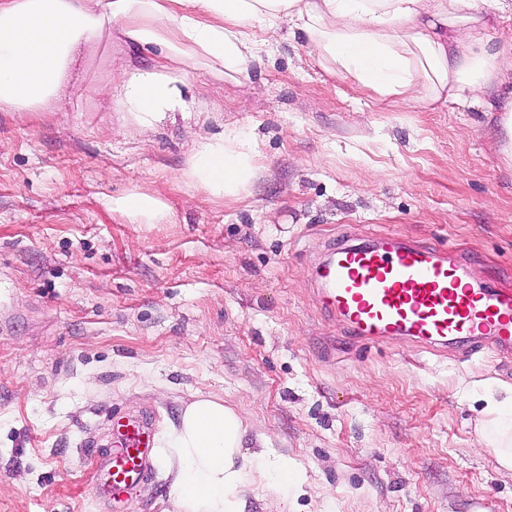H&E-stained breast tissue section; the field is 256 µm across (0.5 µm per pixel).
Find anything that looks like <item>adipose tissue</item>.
Instances as JSON below:
<instances>
[{
    "label": "adipose tissue",
    "instance_id": "adipose-tissue-1",
    "mask_svg": "<svg viewBox=\"0 0 512 512\" xmlns=\"http://www.w3.org/2000/svg\"><path fill=\"white\" fill-rule=\"evenodd\" d=\"M300 32L327 73L380 101L471 102L497 113V154L512 162V41H492L477 0H0V110L55 111L81 48L109 24L130 50L159 47L157 70L130 74L122 97L141 118L181 104L176 71L198 61L248 77L259 53L253 30L281 22ZM254 144L237 132L198 143L184 179L215 198L240 197L256 171ZM112 207L147 224L166 205L132 192ZM485 446L512 473V386L482 385ZM246 426L223 400L198 396L183 410L170 446L177 462L173 512H242L262 484L275 498L301 489L291 460L242 463Z\"/></svg>",
    "mask_w": 512,
    "mask_h": 512
}]
</instances>
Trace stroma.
I'll return each mask as SVG.
<instances>
[{
  "label": "stroma",
  "instance_id": "35a3bbf8",
  "mask_svg": "<svg viewBox=\"0 0 512 512\" xmlns=\"http://www.w3.org/2000/svg\"><path fill=\"white\" fill-rule=\"evenodd\" d=\"M255 35L249 79L186 68L183 107L146 131L121 77L158 51L128 55L110 26L59 111H0V512H168L169 435L199 393L244 417L246 458L267 448L304 470L287 512H512L467 390L512 384V358L362 344L314 282L332 246L394 235L512 287L497 113L376 102L287 26ZM233 130L258 151L245 194L181 182L195 143ZM135 191L167 222L113 210ZM116 412L158 428L154 475L123 502L96 494Z\"/></svg>",
  "mask_w": 512,
  "mask_h": 512
}]
</instances>
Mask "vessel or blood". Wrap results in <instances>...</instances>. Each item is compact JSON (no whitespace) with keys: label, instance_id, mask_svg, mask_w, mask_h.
Wrapping results in <instances>:
<instances>
[{"label":"vessel or blood","instance_id":"obj_1","mask_svg":"<svg viewBox=\"0 0 512 512\" xmlns=\"http://www.w3.org/2000/svg\"><path fill=\"white\" fill-rule=\"evenodd\" d=\"M318 302L346 333L378 344L402 336L430 349L464 343L470 351L512 350V290L472 287L465 263L447 250L385 237L376 245L342 244L316 272ZM153 422L112 419V450L101 463L100 496L125 501L152 474Z\"/></svg>","mask_w":512,"mask_h":512}]
</instances>
